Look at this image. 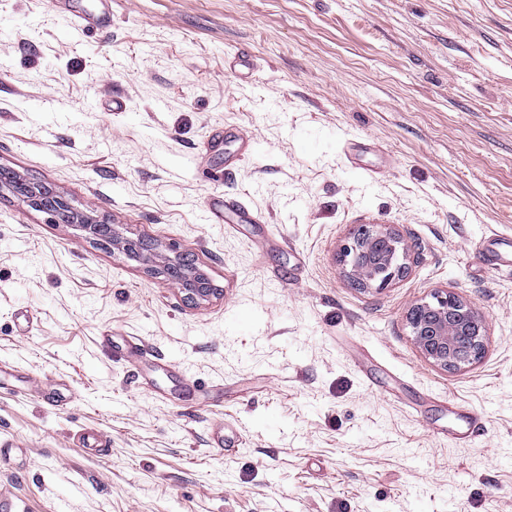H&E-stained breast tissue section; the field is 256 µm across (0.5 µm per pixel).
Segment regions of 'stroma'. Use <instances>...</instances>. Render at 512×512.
Returning <instances> with one entry per match:
<instances>
[{
    "instance_id": "1",
    "label": "stroma",
    "mask_w": 512,
    "mask_h": 512,
    "mask_svg": "<svg viewBox=\"0 0 512 512\" xmlns=\"http://www.w3.org/2000/svg\"><path fill=\"white\" fill-rule=\"evenodd\" d=\"M104 4L84 32L63 0H0V170L188 255L213 293L0 193V501L512 512V271L475 257L512 241V0ZM220 196L250 222L214 223ZM360 224L418 263L360 289ZM446 290L487 321L456 371L407 320Z\"/></svg>"
}]
</instances>
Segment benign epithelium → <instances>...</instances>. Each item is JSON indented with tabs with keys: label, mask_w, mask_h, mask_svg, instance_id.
<instances>
[{
	"label": "benign epithelium",
	"mask_w": 512,
	"mask_h": 512,
	"mask_svg": "<svg viewBox=\"0 0 512 512\" xmlns=\"http://www.w3.org/2000/svg\"><path fill=\"white\" fill-rule=\"evenodd\" d=\"M22 189L36 207L63 223H73L98 239H109L149 269L158 266L167 274L177 290L186 296L203 300L210 295L206 280L189 260L165 258L156 247L141 239L121 238L112 225L100 224L90 214L75 215L65 210L63 201L51 193L13 179L0 188ZM344 262L366 285L385 288L398 279L409 263L416 259L401 236L384 224H361L354 229L342 248ZM408 323L420 352L431 363L448 369H462L475 363L484 349L486 321L462 297L452 291L433 296L415 305Z\"/></svg>",
	"instance_id": "1"
}]
</instances>
